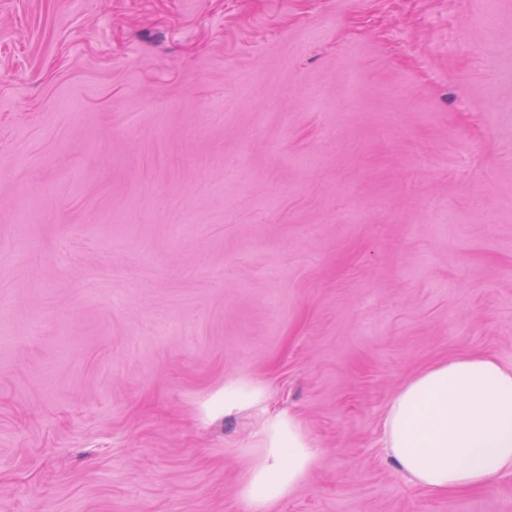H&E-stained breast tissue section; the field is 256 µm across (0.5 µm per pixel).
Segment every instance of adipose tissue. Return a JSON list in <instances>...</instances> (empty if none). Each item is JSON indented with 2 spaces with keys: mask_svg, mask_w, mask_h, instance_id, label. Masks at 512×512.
Instances as JSON below:
<instances>
[{
  "mask_svg": "<svg viewBox=\"0 0 512 512\" xmlns=\"http://www.w3.org/2000/svg\"><path fill=\"white\" fill-rule=\"evenodd\" d=\"M378 446L415 486L436 493L482 490L512 475V365L490 354L438 362L407 381L385 405ZM247 494L264 506L304 479L312 465L296 420L288 444L272 451Z\"/></svg>",
  "mask_w": 512,
  "mask_h": 512,
  "instance_id": "ef3b65f1",
  "label": "adipose tissue"
}]
</instances>
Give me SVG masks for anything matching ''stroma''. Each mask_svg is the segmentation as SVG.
Returning a JSON list of instances; mask_svg holds the SVG:
<instances>
[{
  "label": "stroma",
  "mask_w": 512,
  "mask_h": 512,
  "mask_svg": "<svg viewBox=\"0 0 512 512\" xmlns=\"http://www.w3.org/2000/svg\"><path fill=\"white\" fill-rule=\"evenodd\" d=\"M0 512H512L376 443L512 363V0H0ZM286 448H270L278 460L263 467L248 487V497L259 507L288 493L304 479L312 465L308 443L296 420L288 416V444Z\"/></svg>",
  "instance_id": "obj_1"
}]
</instances>
